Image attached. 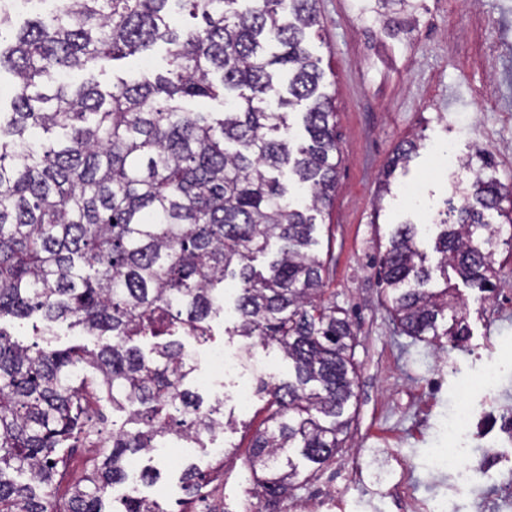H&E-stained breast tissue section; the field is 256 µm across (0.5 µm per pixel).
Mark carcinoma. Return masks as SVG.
I'll return each mask as SVG.
<instances>
[{
    "label": "carcinoma",
    "mask_w": 512,
    "mask_h": 512,
    "mask_svg": "<svg viewBox=\"0 0 512 512\" xmlns=\"http://www.w3.org/2000/svg\"><path fill=\"white\" fill-rule=\"evenodd\" d=\"M0 0V71L13 74L0 106V317L37 314L103 336L91 350L23 346L0 329V512H101L127 480L129 457L178 436L205 439L234 424L203 408L180 334L206 343L234 282L231 335L248 349L278 346L286 379L258 380L271 396L254 435L255 490L267 503L301 483L303 464H326L342 447L357 398L356 335L324 298L328 267L314 251L316 215L330 207L339 148L325 73L309 46L317 0H56L19 30ZM196 20L174 23V8ZM167 45L168 69L118 79L104 91L74 71ZM220 112L180 101L218 97ZM307 136H280L289 111ZM419 149L400 143L386 176ZM303 190L287 199L281 177ZM458 205L439 221L434 267L417 227L396 225L382 256L389 312L408 336L470 337L467 301L451 275L485 299L492 252L512 223V183L479 171L454 185ZM277 247L266 271L254 262ZM154 338L149 353L139 342ZM132 409L135 431L112 422L98 457L69 499L55 498L67 471L60 453L90 433L92 403ZM210 474L185 467L198 495ZM121 512H166L132 489Z\"/></svg>",
    "instance_id": "carcinoma-1"
}]
</instances>
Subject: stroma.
Wrapping results in <instances>:
<instances>
[{
	"instance_id": "1",
	"label": "stroma",
	"mask_w": 512,
	"mask_h": 512,
	"mask_svg": "<svg viewBox=\"0 0 512 512\" xmlns=\"http://www.w3.org/2000/svg\"><path fill=\"white\" fill-rule=\"evenodd\" d=\"M420 26L407 36L388 33L385 18L402 17L399 0H375L369 16L356 0H318L319 27L310 46L321 60L334 96L340 164L333 202L320 220L319 253L329 254L325 296L342 309L357 333L358 400L342 455L371 456L383 436L398 435L409 456L408 476L422 496L447 495L448 482L430 478L428 448L441 437V418L453 397L458 372L477 375L512 353V308L468 298L471 338L464 349L434 347L401 333L386 309L381 256L391 230L409 221L417 225L420 247L436 264L435 223L451 199L452 183L469 180L489 163L490 173L512 182V0H415ZM167 68L164 45L142 57L114 61L95 78L110 90L116 77ZM417 139L421 147L407 166L392 176L384 170L395 147ZM232 290L224 292V315L212 323L210 345L243 350L232 335ZM207 345V346H210ZM207 346L189 342L192 351ZM441 390L432 405L419 393L430 377ZM190 386L204 399L224 398L236 429L219 436L228 449L225 480L213 492L211 512H224L234 496L251 455L250 426L265 417L267 395L240 402L232 384L206 368L195 371ZM161 477L142 492L166 512H177L185 493L180 475L193 463L201 470L215 465L210 449L164 443L150 460Z\"/></svg>"
}]
</instances>
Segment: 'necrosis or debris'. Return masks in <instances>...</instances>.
<instances>
[{
	"label": "necrosis or debris",
	"instance_id": "1",
	"mask_svg": "<svg viewBox=\"0 0 512 512\" xmlns=\"http://www.w3.org/2000/svg\"><path fill=\"white\" fill-rule=\"evenodd\" d=\"M504 369L487 367L478 378L460 376L444 427L448 445L434 449V470L446 477L451 498L411 499L403 480H389L393 504L410 512H512V392Z\"/></svg>",
	"mask_w": 512,
	"mask_h": 512
}]
</instances>
